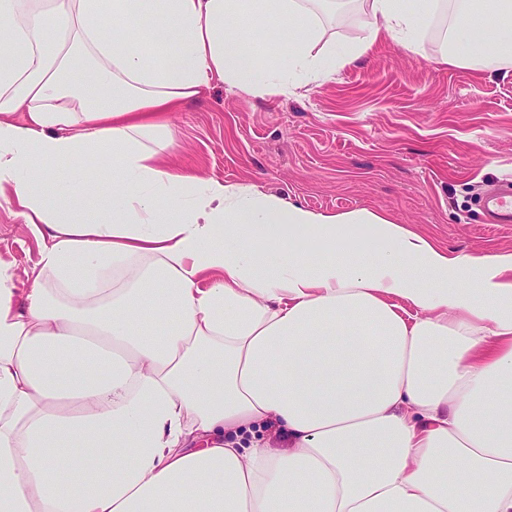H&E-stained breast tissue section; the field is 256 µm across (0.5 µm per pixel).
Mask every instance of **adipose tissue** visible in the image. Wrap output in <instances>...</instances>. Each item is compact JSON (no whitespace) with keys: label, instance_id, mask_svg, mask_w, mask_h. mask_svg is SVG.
<instances>
[{"label":"adipose tissue","instance_id":"ef3b65f1","mask_svg":"<svg viewBox=\"0 0 512 512\" xmlns=\"http://www.w3.org/2000/svg\"><path fill=\"white\" fill-rule=\"evenodd\" d=\"M340 2L0 0V197L43 240L27 280L0 264V512H512V253L167 161L212 83L284 95L383 39L422 53L438 7L363 0L337 49ZM459 9L440 63L511 66L512 0ZM364 18L360 5L336 11V16L324 21L327 28L326 38L335 42L337 47L363 36Z\"/></svg>","mask_w":512,"mask_h":512}]
</instances>
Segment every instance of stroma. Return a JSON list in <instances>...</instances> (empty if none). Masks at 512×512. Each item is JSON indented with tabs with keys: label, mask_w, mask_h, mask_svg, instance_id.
<instances>
[{
	"label": "stroma",
	"mask_w": 512,
	"mask_h": 512,
	"mask_svg": "<svg viewBox=\"0 0 512 512\" xmlns=\"http://www.w3.org/2000/svg\"><path fill=\"white\" fill-rule=\"evenodd\" d=\"M453 0L427 24L423 51L390 41L330 79L254 95L216 84L172 118V160L224 183L252 182L317 212H385L449 254L512 252V226L479 201L512 175V66L437 64ZM39 242L0 198V262L17 273Z\"/></svg>",
	"instance_id": "obj_1"
}]
</instances>
